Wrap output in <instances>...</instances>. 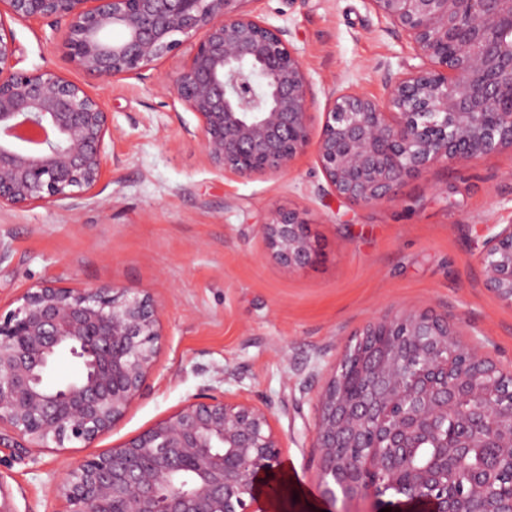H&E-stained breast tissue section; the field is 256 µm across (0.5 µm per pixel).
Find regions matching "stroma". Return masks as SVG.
<instances>
[{
	"instance_id": "35a3bbf8",
	"label": "stroma",
	"mask_w": 512,
	"mask_h": 512,
	"mask_svg": "<svg viewBox=\"0 0 512 512\" xmlns=\"http://www.w3.org/2000/svg\"><path fill=\"white\" fill-rule=\"evenodd\" d=\"M258 9L303 64L312 138L333 91L384 99L411 62L406 39L367 0H260ZM14 32L20 68L56 70L99 96L112 136L95 197L0 209V309L49 281L146 292L162 341L143 395L93 442L24 454L0 431L12 512H63L67 471L208 393L268 407L295 508L321 512L315 397L353 335L389 311L446 316L512 367V307L485 287L478 261L484 240L512 224V152L435 164L371 205L336 196L311 148L286 174L227 176L166 88L190 45L145 78L101 82L70 62L63 29L41 21ZM281 208L310 224L319 254L304 268L281 265L260 232Z\"/></svg>"
}]
</instances>
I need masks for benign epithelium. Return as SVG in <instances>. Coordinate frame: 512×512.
<instances>
[{"label":"benign epithelium","instance_id":"7a95c632","mask_svg":"<svg viewBox=\"0 0 512 512\" xmlns=\"http://www.w3.org/2000/svg\"><path fill=\"white\" fill-rule=\"evenodd\" d=\"M259 0H0V208L95 196L110 113L51 69L18 67L12 24L64 25L71 62L103 82L193 50L167 86L198 119L211 164L235 177L288 170L310 143L312 92L286 31ZM419 60L385 100L332 93L317 161L350 202L390 198L439 162L512 150V0H367ZM262 234L284 266L317 247L309 222L280 209ZM484 284L512 305V224L479 254ZM0 314V427L36 447L90 443L125 416L154 366L157 303L115 286L45 283ZM78 375L47 381L59 356ZM313 448L323 497L370 496L375 512H512V368L448 318L384 315L343 352L316 401ZM474 448L491 454L450 475ZM283 446L269 411L220 395L198 399L60 483L64 512H249Z\"/></svg>","mask_w":512,"mask_h":512}]
</instances>
